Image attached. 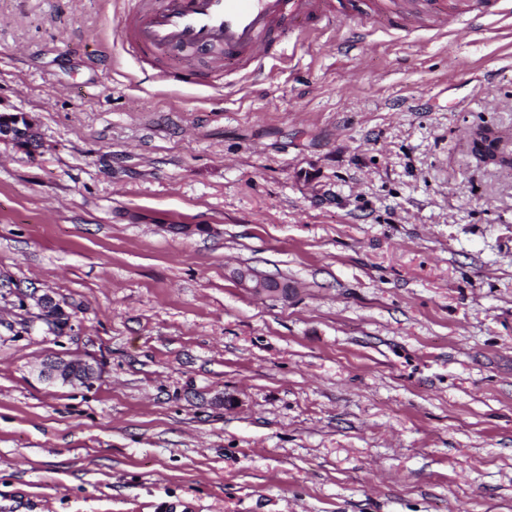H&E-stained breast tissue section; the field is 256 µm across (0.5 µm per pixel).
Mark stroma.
Listing matches in <instances>:
<instances>
[{
  "instance_id": "1",
  "label": "stroma",
  "mask_w": 512,
  "mask_h": 512,
  "mask_svg": "<svg viewBox=\"0 0 512 512\" xmlns=\"http://www.w3.org/2000/svg\"><path fill=\"white\" fill-rule=\"evenodd\" d=\"M137 7L0 0V512H512V20L174 86ZM77 366L83 368V373L76 377L74 369ZM42 375L52 382H58L62 385L87 384L97 374L94 366L82 359H64L55 357L43 363Z\"/></svg>"
}]
</instances>
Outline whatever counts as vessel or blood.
Returning a JSON list of instances; mask_svg holds the SVG:
<instances>
[{
  "label": "vessel or blood",
  "mask_w": 512,
  "mask_h": 512,
  "mask_svg": "<svg viewBox=\"0 0 512 512\" xmlns=\"http://www.w3.org/2000/svg\"><path fill=\"white\" fill-rule=\"evenodd\" d=\"M120 22L132 52L160 59L175 52L200 53L215 66L241 64L252 79L264 75L274 49L292 38L335 28L358 0H141ZM378 23H432L450 30L473 14L471 0H369Z\"/></svg>",
  "instance_id": "vessel-or-blood-1"
}]
</instances>
